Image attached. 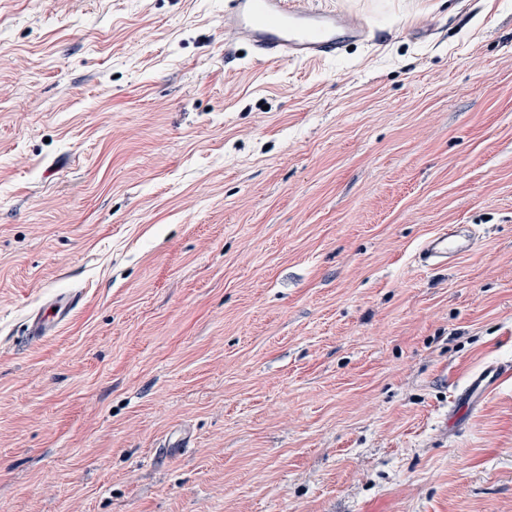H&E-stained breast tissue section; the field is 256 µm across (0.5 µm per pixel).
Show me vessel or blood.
<instances>
[{"label": "vessel or blood", "mask_w": 512, "mask_h": 512, "mask_svg": "<svg viewBox=\"0 0 512 512\" xmlns=\"http://www.w3.org/2000/svg\"><path fill=\"white\" fill-rule=\"evenodd\" d=\"M224 28L248 47L258 61H322L335 58L350 44L375 37L362 15L304 4L303 0H226ZM470 243L451 228L429 237L418 253L421 265L448 264ZM80 297L61 292L41 306L25 327L28 341L52 335L70 320Z\"/></svg>", "instance_id": "b4317fda"}]
</instances>
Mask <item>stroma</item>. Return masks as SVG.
<instances>
[{
    "label": "stroma",
    "mask_w": 512,
    "mask_h": 512,
    "mask_svg": "<svg viewBox=\"0 0 512 512\" xmlns=\"http://www.w3.org/2000/svg\"><path fill=\"white\" fill-rule=\"evenodd\" d=\"M311 2L0 0V512H512V0ZM362 15L299 0H226L224 30L257 61H322L377 34ZM470 248L469 241L458 229L444 227L424 242L417 259L423 266L447 265L454 257ZM78 293L61 292L41 306L25 327L26 339L31 343L41 341L66 325L79 304ZM56 308V311H53Z\"/></svg>",
    "instance_id": "stroma-1"
}]
</instances>
